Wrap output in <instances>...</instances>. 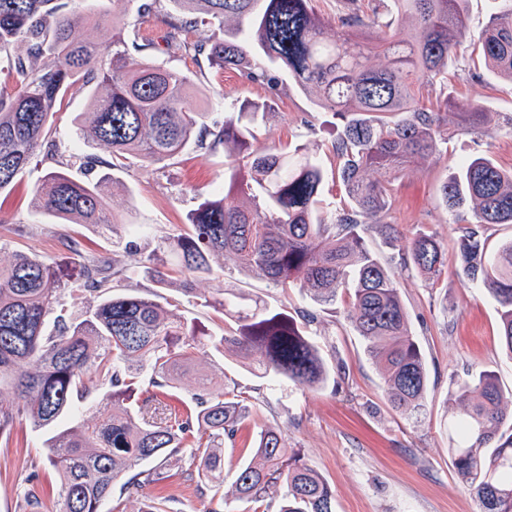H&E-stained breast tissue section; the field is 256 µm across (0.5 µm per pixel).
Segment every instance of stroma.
Listing matches in <instances>:
<instances>
[{
    "label": "stroma",
    "instance_id": "35a3bbf8",
    "mask_svg": "<svg viewBox=\"0 0 512 512\" xmlns=\"http://www.w3.org/2000/svg\"><path fill=\"white\" fill-rule=\"evenodd\" d=\"M140 2L93 0L103 23L98 28H78L77 36L111 33L117 20L123 24L121 35L126 41L151 39L154 46L147 58L189 73L190 103L207 112L211 128L223 126L225 113L238 111L242 102L264 105L267 114L254 129L253 146L273 136L283 151L300 145L321 156L326 166L325 202L345 203L332 149L341 124L331 112L318 107L314 91L300 88L287 77L272 90L247 81L239 72L211 67L205 56L168 39V0H158L149 13L139 12ZM448 83L459 95L484 101L490 117L474 131L454 134L446 153L408 165L394 183L389 221L404 236L429 231L450 245L474 217L467 209L458 215L446 209L439 199L442 182L453 177L461 160L476 154H489L502 169L512 170V81L487 70L474 41L459 50ZM86 109L80 94L68 96L57 106L47 150L32 160L8 194L0 196V261L10 262L18 250L46 255L61 284L68 287L66 302L72 311L95 305L98 298L73 290L80 264L67 241H79L86 255L111 261L129 273L125 286L131 293L149 294L153 283L137 274L146 253L161 236L179 232L199 202L220 196L228 164L224 150L190 145L165 169L150 172L134 165L115 172L106 207L126 226L125 243L120 247L113 246L93 225L33 215V191L48 172L65 170L76 179L93 181L98 174L85 171L81 157L109 159L107 146L84 140L78 130L75 118ZM367 244L389 258L411 331L423 350L428 386L419 413L407 416L389 407L382 376L366 352L365 341L346 321L343 302L314 305L298 289L275 288L261 275L239 273L229 257L216 260L215 278L195 281L197 292L210 293L222 280L292 315L313 314L308 334L318 341L326 365L343 367L344 372L338 383L310 392L285 380L256 377L248 359L235 354L221 361L201 354L182 373L178 393L190 397L198 378L217 370L223 371L225 380L245 387L251 404L250 433L265 426L281 428L289 447L329 484L335 512H480L475 492L461 482L449 458V410L456 399L453 381L458 377L491 371L503 390L512 389V359L502 348L496 305L484 288L462 275L456 252L448 253L441 278L432 283L392 261L390 249L377 233H370ZM166 294L178 299L174 313L197 339L223 334L224 323L210 308L182 299L174 287ZM198 468L188 454L173 456L161 486L150 485L144 493L131 494L121 483H114L100 512L116 507L121 512H140L145 495L158 490L170 496L171 512H214L221 505L199 479ZM33 474L44 488L41 512H54L60 476L47 461L42 436L21 423L9 439L0 438V512H22L21 495Z\"/></svg>",
    "mask_w": 512,
    "mask_h": 512
}]
</instances>
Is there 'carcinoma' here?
<instances>
[{
    "instance_id": "obj_1",
    "label": "carcinoma",
    "mask_w": 512,
    "mask_h": 512,
    "mask_svg": "<svg viewBox=\"0 0 512 512\" xmlns=\"http://www.w3.org/2000/svg\"><path fill=\"white\" fill-rule=\"evenodd\" d=\"M169 2V37L207 54L211 65L242 70L272 89L278 69L317 90L319 105L342 122L334 154L349 203L319 210L324 166L302 147L291 155L275 145L239 153L253 137L257 107L224 113V126L215 131L206 113L187 107L190 79L182 70L156 61L137 64L115 37L77 38L76 28L96 24L84 0H0V62L16 86L0 87V193L45 145L56 103L74 89L85 91L90 107L81 115L80 133L111 149L110 159L86 156L83 164L109 173L95 182L48 173L34 191L36 212L101 226L120 238L124 225L103 202L112 172L134 162L155 170L191 141L202 149L224 144L235 150L223 195L200 202L188 216V230L161 239L145 256L139 275L159 287L150 295L117 291L113 282L128 279L125 271L86 257L76 245L78 287L101 297L79 314L67 308L65 289L44 256L17 251L9 266H0V383L11 382L16 395L14 404H0V436H10L20 418L51 433L48 461L61 475L56 512H99L118 477L136 471L123 484L126 490L158 484L167 460L186 451L203 465L199 477L219 488V448L227 441L251 445L232 484L235 500L253 504L254 512H334L330 486L288 452L280 429L265 428L247 442L249 396L238 383L215 392L204 381L190 401L174 403L170 389L205 348L160 292L171 283L159 269V253L176 256L187 294L197 278L213 273V258L229 254L239 272L257 273L275 288H298L317 305L346 295V320L379 366L389 405L417 412L428 384L425 360L397 282L366 237L377 232L403 266L440 279L446 248L435 233L404 238L376 219L389 210L393 182L408 163L441 154L451 130L467 131L488 116L475 98L446 94L432 101L421 95L424 86L445 82L457 48L470 38L467 0H394L419 25L412 39L394 21L383 23L376 15L365 20L355 8L334 22L322 19L310 0ZM496 3L478 42L490 71L512 80V0ZM186 9L207 16L215 26L211 34L201 36L197 19L181 15ZM331 24L337 35L327 40L323 30ZM18 43L25 53H10ZM379 45L387 62L376 68L368 60ZM369 170L379 177L366 179ZM441 197L449 211L467 207L473 213L474 223L456 241L457 255L463 274L497 303L502 345L512 357V237L490 248L484 236L487 224H512V171L488 154L475 155L460 162ZM199 299L233 320L224 335L210 337L215 353L251 357L255 375L301 388L329 381L319 346L287 311L249 302L227 287ZM23 364L32 369L18 372ZM91 372L111 412L74 423L78 404L90 393ZM456 387L452 464L473 488L481 512H512V411L504 392L489 371ZM43 493L29 483L22 493L27 512H38Z\"/></svg>"
}]
</instances>
